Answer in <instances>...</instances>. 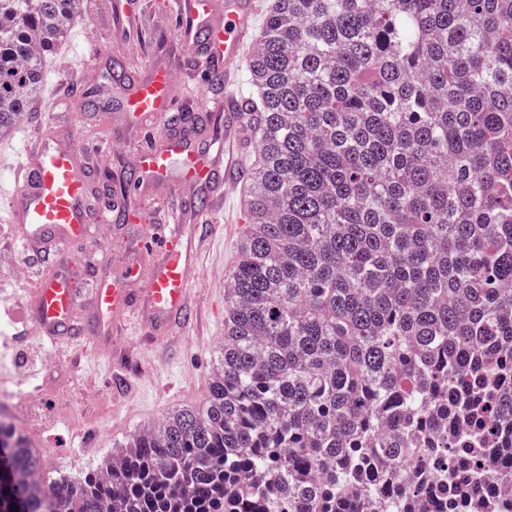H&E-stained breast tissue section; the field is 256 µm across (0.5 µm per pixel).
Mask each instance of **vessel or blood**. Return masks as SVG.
<instances>
[{
    "label": "vessel or blood",
    "mask_w": 512,
    "mask_h": 512,
    "mask_svg": "<svg viewBox=\"0 0 512 512\" xmlns=\"http://www.w3.org/2000/svg\"><path fill=\"white\" fill-rule=\"evenodd\" d=\"M174 7L178 34L194 52L204 77L224 85L223 98L212 103L213 111L224 115V132L205 143L183 138L151 145L130 157L129 169L155 180L171 196H180L186 187L205 186L218 200L224 190L237 186L239 156L249 138L237 77L244 69L243 47L257 42L253 19L258 0H176ZM176 85L174 72L152 70L147 78L129 83L125 109L142 121L162 117ZM81 139L77 131L49 125L37 134L33 149L20 156L9 209L22 241L50 242L63 249L108 222L109 212L90 203ZM195 277L193 244L183 225H153L141 241L137 261L113 259L95 280L97 310L121 318L137 283L150 326L169 332L194 317L188 295ZM77 300L69 275L43 273L33 300L39 330L53 340H65Z\"/></svg>",
    "instance_id": "b4317fda"
}]
</instances>
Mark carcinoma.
Listing matches in <instances>:
<instances>
[{"label": "carcinoma", "instance_id": "cac0c4a2", "mask_svg": "<svg viewBox=\"0 0 512 512\" xmlns=\"http://www.w3.org/2000/svg\"><path fill=\"white\" fill-rule=\"evenodd\" d=\"M82 9L0 0L1 131ZM247 72L203 405L78 479L0 419V512H512V0H273Z\"/></svg>", "mask_w": 512, "mask_h": 512}]
</instances>
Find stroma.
I'll return each instance as SVG.
<instances>
[{"label":"stroma","instance_id":"stroma-1","mask_svg":"<svg viewBox=\"0 0 512 512\" xmlns=\"http://www.w3.org/2000/svg\"><path fill=\"white\" fill-rule=\"evenodd\" d=\"M144 2V12L118 39L106 0H85L81 16L49 58L29 112L8 135H0V184H11L18 153L48 124L82 133L89 145L88 185L101 202L109 201L110 187L127 181V159L147 140H165L172 120L194 117L204 139L223 134V116L209 110L211 99L223 97V85L203 78L176 33V16L159 12V0ZM119 50L125 59L113 71L112 86L85 106L82 89L100 84L94 54ZM151 64L174 69L182 82L169 116L146 129L122 111L116 85L144 76ZM98 138L107 148L93 149ZM146 230L113 211L111 228L73 243L63 258L43 245L22 248L15 225L0 220V384L40 389L36 397L1 408L0 416L39 441L51 472L79 478L100 467L134 433L173 411L200 405L214 377L224 344V287L241 237L235 210L222 207L214 222L188 227L198 271L190 293L195 318L175 339L141 327L135 311L121 323L102 321L91 304L90 284L102 266L116 256L136 261ZM52 268L68 271L80 297L61 346L38 337L31 311L37 275Z\"/></svg>","mask_w":512,"mask_h":512}]
</instances>
